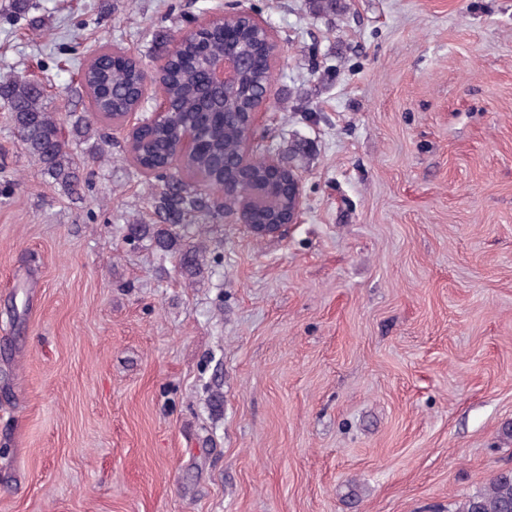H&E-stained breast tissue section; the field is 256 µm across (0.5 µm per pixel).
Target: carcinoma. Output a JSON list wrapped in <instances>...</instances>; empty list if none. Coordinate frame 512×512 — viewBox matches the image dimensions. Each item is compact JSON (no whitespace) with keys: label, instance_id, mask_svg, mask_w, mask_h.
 Returning <instances> with one entry per match:
<instances>
[{"label":"carcinoma","instance_id":"obj_1","mask_svg":"<svg viewBox=\"0 0 512 512\" xmlns=\"http://www.w3.org/2000/svg\"><path fill=\"white\" fill-rule=\"evenodd\" d=\"M142 66L138 58L113 62L112 47L108 45L93 53L82 70L81 84L93 98L98 117L116 120L140 104ZM271 86L272 68L251 66L235 95L234 107L227 109L205 82L195 42L182 45L170 61V114L165 122L145 130L134 164L146 169L163 164L179 129L186 124L204 133L208 149L185 162L175 176L155 175L159 185L155 188L154 208L161 224H132L129 238L150 234L163 251L182 241L183 267L190 273L200 272L199 251L192 245V225L184 220L190 217L198 224H208L224 217V209L214 204L212 193L220 189L224 171L235 167L236 145L246 137L245 113ZM0 103L11 113L26 153L44 173L71 192L87 186L65 137L63 122L48 108L44 88L37 80L19 76L1 79ZM457 512H512V470L492 477L481 492L460 503Z\"/></svg>","mask_w":512,"mask_h":512}]
</instances>
